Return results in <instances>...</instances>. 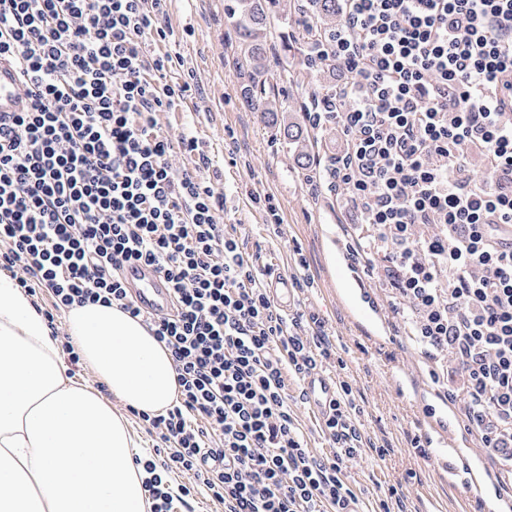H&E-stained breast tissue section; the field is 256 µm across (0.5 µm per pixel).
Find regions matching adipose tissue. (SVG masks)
<instances>
[{
  "label": "adipose tissue",
  "instance_id": "adipose-tissue-1",
  "mask_svg": "<svg viewBox=\"0 0 512 512\" xmlns=\"http://www.w3.org/2000/svg\"><path fill=\"white\" fill-rule=\"evenodd\" d=\"M65 323L108 396L68 376L58 338L0 271V512H148L140 445L112 404L149 414L175 405L171 353L112 305L70 307Z\"/></svg>",
  "mask_w": 512,
  "mask_h": 512
}]
</instances>
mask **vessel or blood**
I'll return each mask as SVG.
<instances>
[{"label": "vessel or blood", "mask_w": 512, "mask_h": 512, "mask_svg": "<svg viewBox=\"0 0 512 512\" xmlns=\"http://www.w3.org/2000/svg\"><path fill=\"white\" fill-rule=\"evenodd\" d=\"M33 103L30 83L23 78L8 55H0V113L27 112ZM330 256L328 300L342 308L346 317L362 327L374 339H386L389 334L390 314L376 299L369 282L352 270L345 260L341 243L327 241ZM120 277L135 304L154 317H165L174 311V297L167 280L155 267L131 262L121 269ZM264 286L282 307H290L295 300V288L290 277L277 274L267 277ZM387 378L397 393L418 397L430 392L431 385L423 376L419 360L412 355H393L387 366ZM336 375L318 369L304 380L309 396V407L317 414L327 413L336 399ZM421 435L426 441L429 458L437 467L441 482L448 483L454 472L448 465V450L454 445V434L448 425V404L440 402L421 415ZM469 460L478 476L473 487L483 502V512H512V497L499 495L497 489L503 478L496 473H485L487 452L480 446L468 450Z\"/></svg>", "instance_id": "1"}]
</instances>
